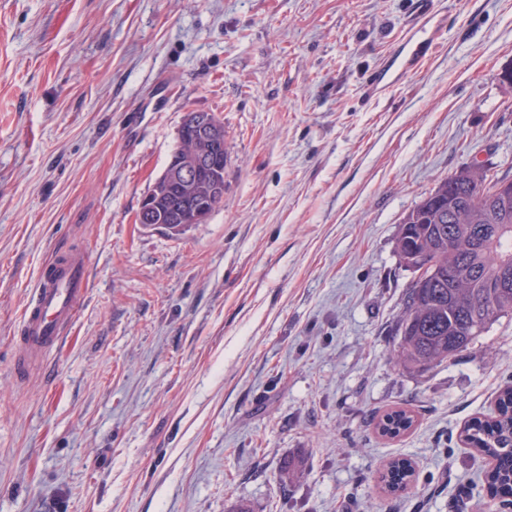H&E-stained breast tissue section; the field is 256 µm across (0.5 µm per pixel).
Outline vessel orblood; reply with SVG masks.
<instances>
[{
    "label": "vessel or blood",
    "mask_w": 512,
    "mask_h": 512,
    "mask_svg": "<svg viewBox=\"0 0 512 512\" xmlns=\"http://www.w3.org/2000/svg\"><path fill=\"white\" fill-rule=\"evenodd\" d=\"M432 46L429 37L407 42L397 70L376 75V83L392 82L401 72L421 68ZM86 288L87 268L80 256L60 258L40 274L33 299L23 314L21 341L27 356L46 355L59 345L80 311Z\"/></svg>",
    "instance_id": "b4317fda"
}]
</instances>
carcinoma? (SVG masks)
I'll return each instance as SVG.
<instances>
[{"label": "carcinoma", "instance_id": "obj_1", "mask_svg": "<svg viewBox=\"0 0 512 512\" xmlns=\"http://www.w3.org/2000/svg\"><path fill=\"white\" fill-rule=\"evenodd\" d=\"M201 116L224 147V125L214 114L188 112L183 122ZM504 180L512 177L483 164L463 167L440 180L401 222L395 251L406 267L425 269V278L412 281L397 317V365L420 372L448 362L512 314V194L492 192L493 183ZM191 192L207 195L210 214L224 205V193L210 194L204 184ZM192 202L171 189L159 199L167 234L178 236L192 226ZM413 425L404 409L388 411L375 423L381 436L392 439ZM465 435L469 447L493 461L484 475L488 487L512 492V386L499 391L495 415L472 419ZM414 474L413 464L402 458L391 461L381 479L396 493Z\"/></svg>", "mask_w": 512, "mask_h": 512}]
</instances>
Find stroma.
Wrapping results in <instances>:
<instances>
[{"mask_svg":"<svg viewBox=\"0 0 512 512\" xmlns=\"http://www.w3.org/2000/svg\"><path fill=\"white\" fill-rule=\"evenodd\" d=\"M0 0V512H499L464 425L512 385V315L396 365L405 215L512 175V0ZM417 71L371 91L410 33ZM224 125V205L137 221L185 113ZM82 310L24 373L44 267ZM403 408L396 439L376 419ZM414 461L399 494L379 475ZM291 463L281 475L283 463ZM413 425V417L404 409L388 411L379 417L375 423L381 436L392 439L405 434Z\"/></svg>","mask_w":512,"mask_h":512,"instance_id":"35a3bbf8","label":"stroma"}]
</instances>
